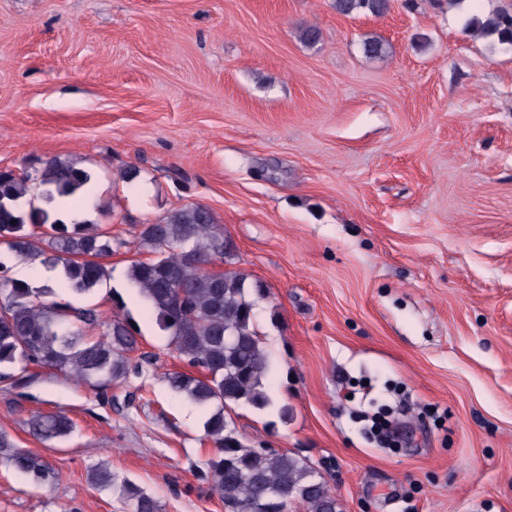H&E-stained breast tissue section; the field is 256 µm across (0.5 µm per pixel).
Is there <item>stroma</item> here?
<instances>
[{
  "label": "stroma",
  "instance_id": "stroma-1",
  "mask_svg": "<svg viewBox=\"0 0 512 512\" xmlns=\"http://www.w3.org/2000/svg\"><path fill=\"white\" fill-rule=\"evenodd\" d=\"M504 3L0 0V168L80 161L97 174L82 217L126 242L212 211L270 291L255 323L273 404L234 425L307 461L342 512H512V48L469 26ZM139 258L127 244L107 264L155 365L102 396L47 369L0 382V433L58 473L37 487L1 462L0 512H130L89 483L102 461L161 512H224L201 477L207 411L167 385L182 364L125 280ZM0 262L112 312L41 259L0 245ZM385 403L393 450L369 435ZM59 410L71 435L30 434ZM390 6V0H336V11L343 15L384 14ZM29 432L44 442H49L71 434L74 424L64 411L30 415L26 421Z\"/></svg>",
  "mask_w": 512,
  "mask_h": 512
}]
</instances>
